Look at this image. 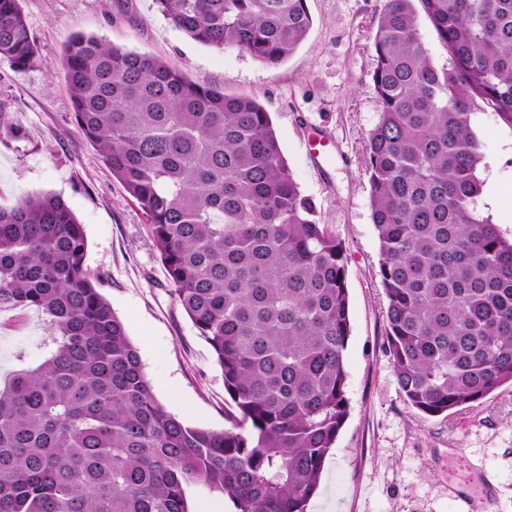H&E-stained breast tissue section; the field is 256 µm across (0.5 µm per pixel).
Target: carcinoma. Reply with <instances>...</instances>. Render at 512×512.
I'll use <instances>...</instances> for the list:
<instances>
[{
    "label": "carcinoma",
    "instance_id": "1",
    "mask_svg": "<svg viewBox=\"0 0 512 512\" xmlns=\"http://www.w3.org/2000/svg\"><path fill=\"white\" fill-rule=\"evenodd\" d=\"M198 43L266 66L305 39L306 0H153ZM448 54L437 68L419 35ZM379 119L364 146L385 334L399 389L428 416L512 384V238L483 210L476 101L512 126V0H384L372 31ZM0 0V61L37 55ZM60 64L76 124L143 209L171 293L213 350L231 427L156 398L58 196L0 208V312L35 309L53 348L0 386V512H307L349 414L346 248L316 218L262 104L153 55L76 34ZM419 34L435 65L439 68L448 66L447 53L439 43L431 24L424 17L421 19ZM190 506L194 512H230L231 503L224 495L212 493L205 488L193 489L190 493Z\"/></svg>",
    "mask_w": 512,
    "mask_h": 512
}]
</instances>
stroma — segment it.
Here are the masks:
<instances>
[{"instance_id": "1", "label": "stroma", "mask_w": 512, "mask_h": 512, "mask_svg": "<svg viewBox=\"0 0 512 512\" xmlns=\"http://www.w3.org/2000/svg\"><path fill=\"white\" fill-rule=\"evenodd\" d=\"M383 0H307L312 26L283 63L200 44L153 0H21L38 53L25 69L0 61V113L25 132L0 139V207L33 191L60 196L84 227L86 264L123 321L156 398L186 424L227 428L229 398L209 345L175 303L145 215L80 134L58 60L82 33L155 55L193 81L256 97L288 167L318 218L347 250L351 336L344 354L349 416L308 512H458L448 484L485 470L491 512H512V385L448 416L413 408L393 374L384 334L380 247L364 145L379 118L369 37ZM469 123L483 178L498 184L491 212L512 237V126L484 105ZM40 313L0 312V382L44 357Z\"/></svg>"}]
</instances>
